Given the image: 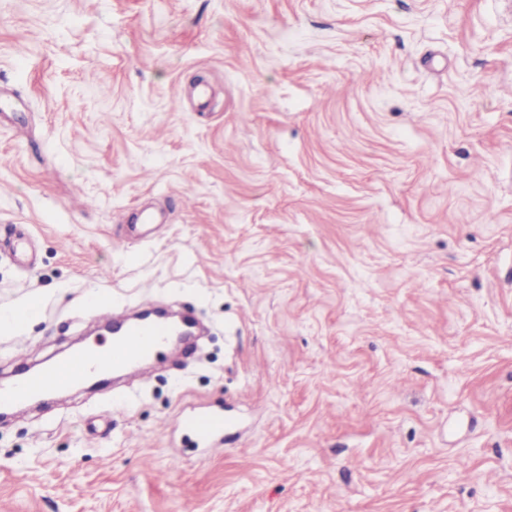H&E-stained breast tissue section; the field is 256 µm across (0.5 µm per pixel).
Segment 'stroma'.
Segmentation results:
<instances>
[{"label": "stroma", "instance_id": "35a3bbf8", "mask_svg": "<svg viewBox=\"0 0 512 512\" xmlns=\"http://www.w3.org/2000/svg\"><path fill=\"white\" fill-rule=\"evenodd\" d=\"M103 290L205 333L0 422V512H512V0H0V372ZM179 423L182 428L194 433L203 446L211 450L224 444V429L232 424V420L224 418V411L192 410L183 413Z\"/></svg>", "mask_w": 512, "mask_h": 512}]
</instances>
